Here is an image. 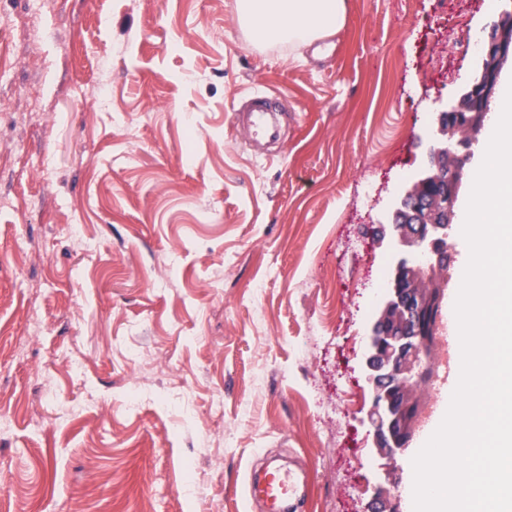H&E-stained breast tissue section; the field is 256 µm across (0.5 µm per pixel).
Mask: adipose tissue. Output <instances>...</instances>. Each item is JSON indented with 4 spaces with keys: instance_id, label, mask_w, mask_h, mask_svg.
Returning a JSON list of instances; mask_svg holds the SVG:
<instances>
[{
    "instance_id": "adipose-tissue-1",
    "label": "adipose tissue",
    "mask_w": 512,
    "mask_h": 512,
    "mask_svg": "<svg viewBox=\"0 0 512 512\" xmlns=\"http://www.w3.org/2000/svg\"><path fill=\"white\" fill-rule=\"evenodd\" d=\"M239 9L255 41L303 46L344 23L346 0H239Z\"/></svg>"
}]
</instances>
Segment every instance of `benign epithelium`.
<instances>
[{
    "label": "benign epithelium",
    "mask_w": 512,
    "mask_h": 512,
    "mask_svg": "<svg viewBox=\"0 0 512 512\" xmlns=\"http://www.w3.org/2000/svg\"><path fill=\"white\" fill-rule=\"evenodd\" d=\"M474 73L461 90L440 100L423 136L425 160L414 171L383 223L390 226L388 285L365 335L363 380L369 397L368 512H399L393 475L431 413L413 393L439 377L440 346L452 279L448 240L455 206L466 187V161L493 112L504 67L512 66V0H500ZM467 130L464 137L459 130Z\"/></svg>",
    "instance_id": "obj_1"
}]
</instances>
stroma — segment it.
Listing matches in <instances>:
<instances>
[{"instance_id": "35a3bbf8", "label": "stroma", "mask_w": 512, "mask_h": 512, "mask_svg": "<svg viewBox=\"0 0 512 512\" xmlns=\"http://www.w3.org/2000/svg\"><path fill=\"white\" fill-rule=\"evenodd\" d=\"M29 2L0 0V512H262L271 459L302 512H363L374 232L486 0H346L302 51L238 0H50L40 44ZM249 87L283 98L276 160L231 122Z\"/></svg>"}]
</instances>
